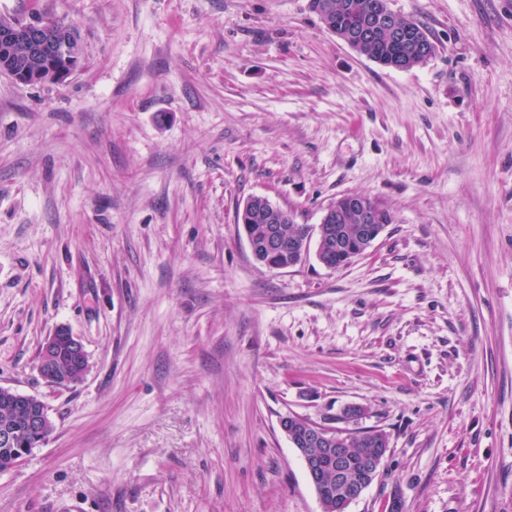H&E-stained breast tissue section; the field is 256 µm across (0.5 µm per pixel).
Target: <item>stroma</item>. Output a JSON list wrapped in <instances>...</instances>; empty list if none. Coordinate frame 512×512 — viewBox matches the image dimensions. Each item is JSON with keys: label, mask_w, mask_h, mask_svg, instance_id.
Instances as JSON below:
<instances>
[{"label": "stroma", "mask_w": 512, "mask_h": 512, "mask_svg": "<svg viewBox=\"0 0 512 512\" xmlns=\"http://www.w3.org/2000/svg\"><path fill=\"white\" fill-rule=\"evenodd\" d=\"M40 5L81 58L0 75V387L54 428L0 512H321L280 420L352 404L390 448L348 512H512V0H390L435 45L408 70L308 0ZM345 193L394 221L340 270L266 268L237 226ZM65 343L69 358L77 368L86 363V351L83 344L65 330L55 331L42 344L38 369L42 377L51 380L54 362L61 343Z\"/></svg>", "instance_id": "1"}]
</instances>
